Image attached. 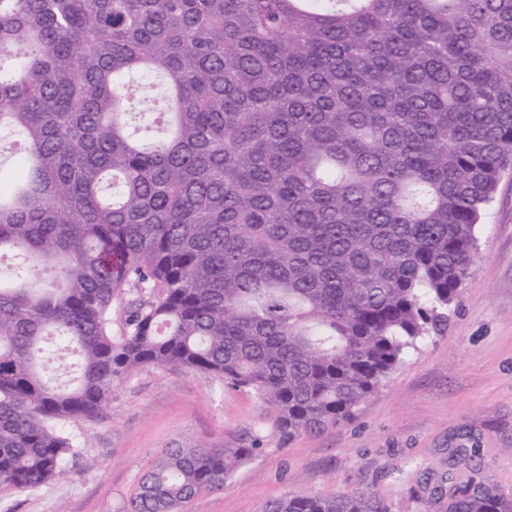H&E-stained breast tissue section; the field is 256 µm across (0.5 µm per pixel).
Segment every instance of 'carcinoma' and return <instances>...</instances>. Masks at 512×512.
<instances>
[{
  "instance_id": "1",
  "label": "carcinoma",
  "mask_w": 512,
  "mask_h": 512,
  "mask_svg": "<svg viewBox=\"0 0 512 512\" xmlns=\"http://www.w3.org/2000/svg\"><path fill=\"white\" fill-rule=\"evenodd\" d=\"M0 486L75 454L143 367L224 377L282 442L438 330L512 167V0H0ZM149 292L110 334L123 288ZM265 442L164 448L179 512ZM265 512H388L369 490ZM447 512H512L472 475Z\"/></svg>"
}]
</instances>
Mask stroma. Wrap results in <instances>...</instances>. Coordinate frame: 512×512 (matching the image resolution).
<instances>
[{"instance_id": "stroma-1", "label": "stroma", "mask_w": 512, "mask_h": 512, "mask_svg": "<svg viewBox=\"0 0 512 512\" xmlns=\"http://www.w3.org/2000/svg\"><path fill=\"white\" fill-rule=\"evenodd\" d=\"M479 250L448 320L339 425L280 442L269 409L223 377L145 367L112 386L91 422L71 424L79 453L32 491L0 487V512H124L161 449L264 447L224 488L182 512H265L287 493L370 489L389 512H422L434 488L471 475L512 494V169L478 226Z\"/></svg>"}]
</instances>
